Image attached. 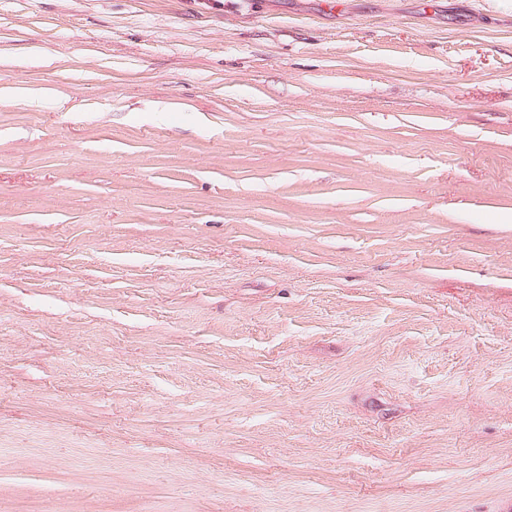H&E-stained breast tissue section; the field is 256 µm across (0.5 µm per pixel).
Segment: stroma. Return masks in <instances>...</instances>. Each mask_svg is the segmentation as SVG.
<instances>
[{
    "label": "stroma",
    "instance_id": "obj_1",
    "mask_svg": "<svg viewBox=\"0 0 512 512\" xmlns=\"http://www.w3.org/2000/svg\"><path fill=\"white\" fill-rule=\"evenodd\" d=\"M0 0V512H512V0Z\"/></svg>",
    "mask_w": 512,
    "mask_h": 512
}]
</instances>
